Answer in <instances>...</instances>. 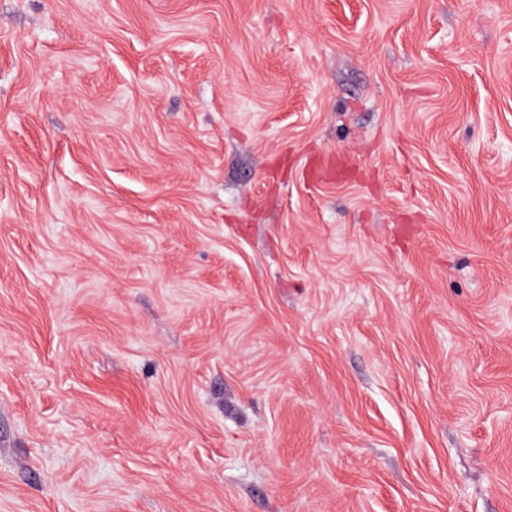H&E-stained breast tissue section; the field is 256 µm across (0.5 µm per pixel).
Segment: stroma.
<instances>
[{"label":"stroma","mask_w":512,"mask_h":512,"mask_svg":"<svg viewBox=\"0 0 512 512\" xmlns=\"http://www.w3.org/2000/svg\"><path fill=\"white\" fill-rule=\"evenodd\" d=\"M0 512H512V0H0Z\"/></svg>","instance_id":"obj_1"}]
</instances>
